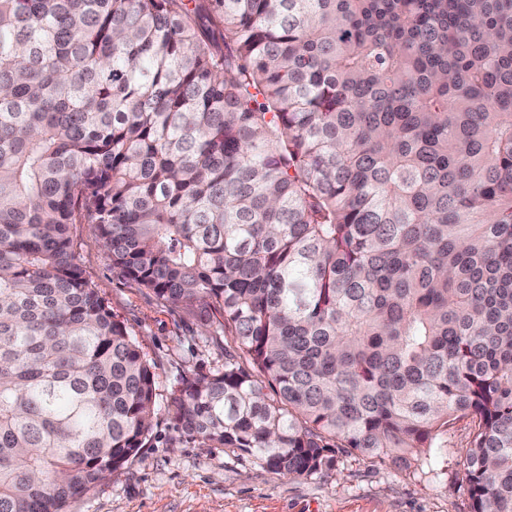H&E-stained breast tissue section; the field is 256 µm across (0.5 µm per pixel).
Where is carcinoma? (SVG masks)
Wrapping results in <instances>:
<instances>
[{"label": "carcinoma", "mask_w": 512, "mask_h": 512, "mask_svg": "<svg viewBox=\"0 0 512 512\" xmlns=\"http://www.w3.org/2000/svg\"><path fill=\"white\" fill-rule=\"evenodd\" d=\"M251 359L177 429L290 478L432 463L512 512V0H0V512L136 456L142 347L71 226Z\"/></svg>", "instance_id": "obj_1"}]
</instances>
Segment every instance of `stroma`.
<instances>
[{"label":"stroma","instance_id":"obj_1","mask_svg":"<svg viewBox=\"0 0 512 512\" xmlns=\"http://www.w3.org/2000/svg\"><path fill=\"white\" fill-rule=\"evenodd\" d=\"M71 232L85 277L152 364L160 399L144 447L93 492L70 500L67 512H470L466 419L449 425L432 471L352 453L341 456L332 474L292 479L182 437L166 396L182 376L223 368L225 351L236 348L232 336L213 345L216 320L164 305L114 270L96 225L76 224Z\"/></svg>","mask_w":512,"mask_h":512}]
</instances>
